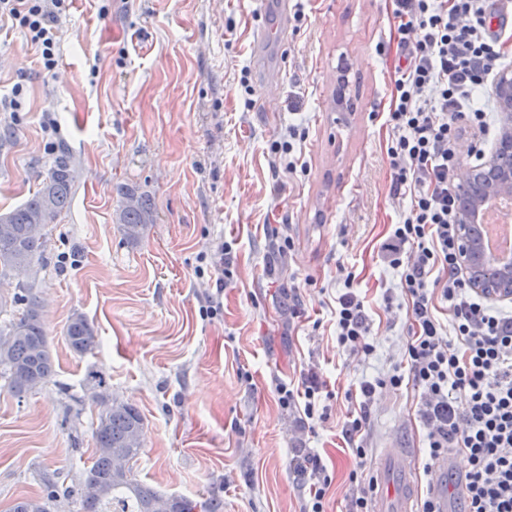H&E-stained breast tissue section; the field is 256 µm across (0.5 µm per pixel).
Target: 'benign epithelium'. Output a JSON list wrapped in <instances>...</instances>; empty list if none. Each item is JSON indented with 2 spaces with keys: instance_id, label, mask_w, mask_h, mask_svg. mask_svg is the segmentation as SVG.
Wrapping results in <instances>:
<instances>
[{
  "instance_id": "1",
  "label": "benign epithelium",
  "mask_w": 512,
  "mask_h": 512,
  "mask_svg": "<svg viewBox=\"0 0 512 512\" xmlns=\"http://www.w3.org/2000/svg\"><path fill=\"white\" fill-rule=\"evenodd\" d=\"M494 93L500 105V141L512 147V71H500L494 81ZM335 101L353 111L349 81L346 76L337 78ZM459 192L467 204L458 209L456 235L458 243L457 261L470 288L492 300H507L512 297V260L501 266L486 269L481 247L474 232V219L486 200L495 195H512V163L503 164L498 152L492 151L484 157L478 168L464 167Z\"/></svg>"
}]
</instances>
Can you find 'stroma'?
I'll list each match as a JSON object with an SVG mask.
<instances>
[{
  "instance_id": "stroma-1",
  "label": "stroma",
  "mask_w": 512,
  "mask_h": 512,
  "mask_svg": "<svg viewBox=\"0 0 512 512\" xmlns=\"http://www.w3.org/2000/svg\"><path fill=\"white\" fill-rule=\"evenodd\" d=\"M305 18L253 62L251 31L274 23L263 0H73L58 22L56 77L39 72L18 30L0 29V95L25 85L22 112L0 122V213L39 188L58 150L74 170L69 210L45 228L27 281L42 304L54 374L19 397L0 377V512L40 494L57 473L54 512H78L66 488L90 466L101 408L91 374L137 405L144 452L133 466L154 489L219 512H300L290 471L298 439L334 481L327 512H346L355 462L339 436L347 390L402 358L404 311L372 309L374 355L339 349L328 324L338 266L376 302L398 279L378 252L400 204L389 194L384 145L394 79L386 0H300ZM347 75L353 114L333 102ZM254 96H247L245 86ZM51 111L59 133L42 130ZM303 124L306 174L274 166L270 145ZM146 194L154 222L127 242L116 220L118 187ZM287 225L294 248L283 276L297 277L310 321L288 327V296L272 284L268 227ZM233 242L236 276L224 308L204 318L216 290L202 255ZM93 325L96 348L74 354L62 330L73 313ZM320 328H313V321ZM321 367L338 397L329 417L299 435L272 377ZM436 469L412 391L386 389L372 406L369 448L389 434Z\"/></svg>"
}]
</instances>
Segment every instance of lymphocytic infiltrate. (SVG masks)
I'll list each match as a JSON object with an SVG mask.
<instances>
[{
    "instance_id": "f902f5d3",
    "label": "lymphocytic infiltrate",
    "mask_w": 512,
    "mask_h": 512,
    "mask_svg": "<svg viewBox=\"0 0 512 512\" xmlns=\"http://www.w3.org/2000/svg\"><path fill=\"white\" fill-rule=\"evenodd\" d=\"M72 0H0V24L24 34L44 75L59 62V18ZM398 63L386 123L391 195L406 203L379 251L399 273L386 289L385 311L402 304L409 322L406 373L360 379L346 391L352 408L342 440L357 460L350 473L349 512H369L367 437L378 390L411 382L420 396L417 415L428 453H464L469 488L462 512H512V311L472 290L457 263L459 173L481 160L497 136L493 79L506 54L489 0H391ZM437 97H430V88ZM346 272L332 324L338 348L370 357L369 303ZM450 325H443L439 308ZM280 406L297 415L300 429L327 417L334 393L318 366L297 378H273ZM291 470L303 495L302 512H326L332 478L322 458L306 446L293 451Z\"/></svg>"
}]
</instances>
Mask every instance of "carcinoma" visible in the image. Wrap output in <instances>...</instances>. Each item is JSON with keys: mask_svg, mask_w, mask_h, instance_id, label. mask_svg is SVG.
Masks as SVG:
<instances>
[{"mask_svg": "<svg viewBox=\"0 0 512 512\" xmlns=\"http://www.w3.org/2000/svg\"><path fill=\"white\" fill-rule=\"evenodd\" d=\"M75 174L71 162L60 157L43 180L41 188L16 208L0 214V278L13 273L20 264L32 265L44 247V229L70 208ZM118 224L126 239L137 242L153 210L147 197L130 187L118 189ZM22 305V312L0 325V375L18 396L40 389L53 374V356L42 318L41 305L34 296L18 294L0 298V313L8 306ZM64 339L77 355L95 346V331L79 313L70 317ZM107 397L105 380L94 378L91 398L104 405L93 429L95 452L84 479L72 490L81 512H195L191 500L161 493L133 477L131 463L143 453L144 417L136 405ZM42 494L25 497L13 512H50L58 493L57 476L42 479Z\"/></svg>", "mask_w": 512, "mask_h": 512, "instance_id": "carcinoma-1", "label": "carcinoma"}]
</instances>
